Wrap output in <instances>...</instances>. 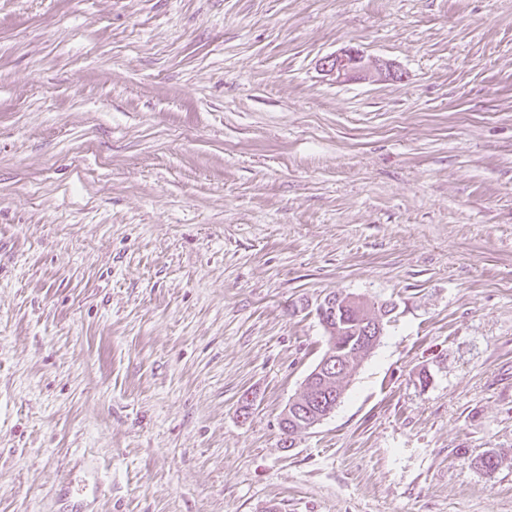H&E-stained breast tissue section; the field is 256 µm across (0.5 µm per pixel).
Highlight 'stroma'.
<instances>
[{
    "label": "stroma",
    "instance_id": "stroma-1",
    "mask_svg": "<svg viewBox=\"0 0 512 512\" xmlns=\"http://www.w3.org/2000/svg\"><path fill=\"white\" fill-rule=\"evenodd\" d=\"M333 291L396 310L288 440ZM90 471L83 512H512V0H0V512ZM321 66L322 72L336 78V82L357 80L363 77L365 79L373 71H380L382 74L386 72V63L366 58L363 52L354 48L327 57Z\"/></svg>",
    "mask_w": 512,
    "mask_h": 512
}]
</instances>
